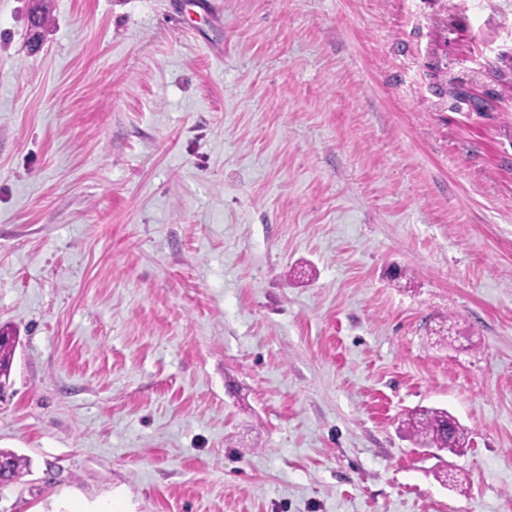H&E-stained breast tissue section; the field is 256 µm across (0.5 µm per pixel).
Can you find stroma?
<instances>
[{
  "instance_id": "stroma-1",
  "label": "stroma",
  "mask_w": 512,
  "mask_h": 512,
  "mask_svg": "<svg viewBox=\"0 0 512 512\" xmlns=\"http://www.w3.org/2000/svg\"><path fill=\"white\" fill-rule=\"evenodd\" d=\"M47 6L0 0V512H512V0ZM17 336L8 328H0V389L3 395L11 387V374ZM404 424L420 447L456 451L467 440L466 430L462 426L453 427L447 411L418 409L407 415Z\"/></svg>"
}]
</instances>
